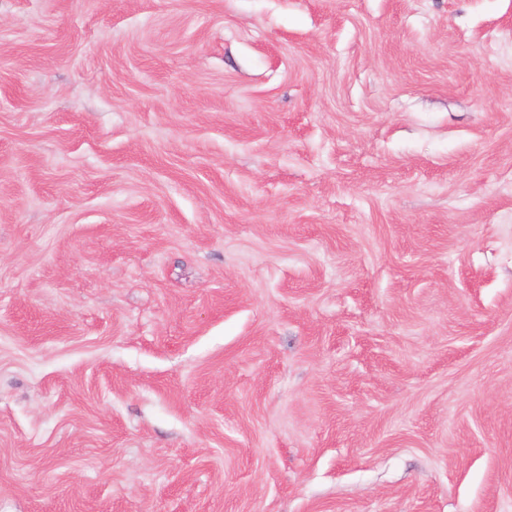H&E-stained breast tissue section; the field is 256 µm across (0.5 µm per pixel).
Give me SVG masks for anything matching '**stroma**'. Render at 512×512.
Instances as JSON below:
<instances>
[{"label":"stroma","mask_w":512,"mask_h":512,"mask_svg":"<svg viewBox=\"0 0 512 512\" xmlns=\"http://www.w3.org/2000/svg\"><path fill=\"white\" fill-rule=\"evenodd\" d=\"M0 512H512V0H0Z\"/></svg>","instance_id":"1"}]
</instances>
